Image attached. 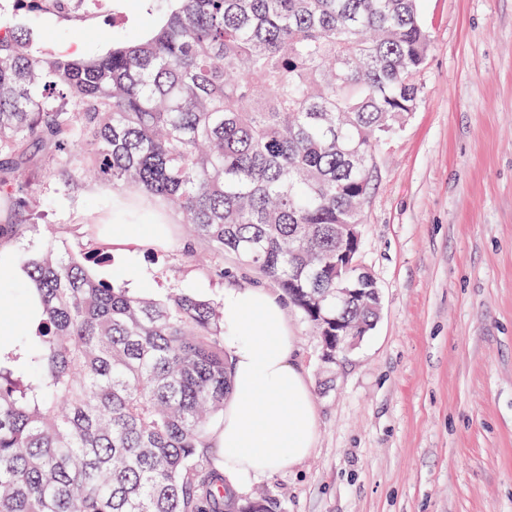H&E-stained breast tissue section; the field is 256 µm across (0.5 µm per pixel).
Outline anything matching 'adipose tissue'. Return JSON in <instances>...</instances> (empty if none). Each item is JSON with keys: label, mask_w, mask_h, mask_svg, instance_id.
Here are the masks:
<instances>
[{"label": "adipose tissue", "mask_w": 512, "mask_h": 512, "mask_svg": "<svg viewBox=\"0 0 512 512\" xmlns=\"http://www.w3.org/2000/svg\"><path fill=\"white\" fill-rule=\"evenodd\" d=\"M99 232L120 258L118 276L130 293H138L148 276L140 262L143 242L122 224L100 225ZM220 304L232 387L217 441L224 476L240 491L311 453L316 410L282 302L263 288H230Z\"/></svg>", "instance_id": "1"}]
</instances>
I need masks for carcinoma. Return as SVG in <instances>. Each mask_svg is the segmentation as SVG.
<instances>
[{
  "label": "carcinoma",
  "mask_w": 512,
  "mask_h": 512,
  "mask_svg": "<svg viewBox=\"0 0 512 512\" xmlns=\"http://www.w3.org/2000/svg\"><path fill=\"white\" fill-rule=\"evenodd\" d=\"M0 21V195L35 215L47 175L159 199L208 255L279 285L317 334L370 325L336 299V225L360 224L378 143L415 111L431 35L419 0H169L140 40L45 56ZM53 238L24 260L41 307L0 353V512H274L224 480L211 426L231 388L224 309L130 294Z\"/></svg>",
  "instance_id": "1"
}]
</instances>
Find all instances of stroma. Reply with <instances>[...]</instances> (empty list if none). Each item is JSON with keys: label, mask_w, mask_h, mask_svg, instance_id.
Listing matches in <instances>:
<instances>
[{"label": "stroma", "mask_w": 512, "mask_h": 512, "mask_svg": "<svg viewBox=\"0 0 512 512\" xmlns=\"http://www.w3.org/2000/svg\"><path fill=\"white\" fill-rule=\"evenodd\" d=\"M165 0H82L69 13L31 12L41 51L83 55L142 38ZM432 46L409 120L377 147L360 260L381 310L340 358L295 307L296 359L317 410L313 452L259 482L277 512H512V0H420ZM45 218L21 224L18 254L50 237L85 247L112 223V193L38 186ZM130 223L176 225L144 248L155 294L181 288L219 299L228 288L278 285L234 256L208 267L190 255L176 213L150 197Z\"/></svg>", "instance_id": "stroma-1"}]
</instances>
